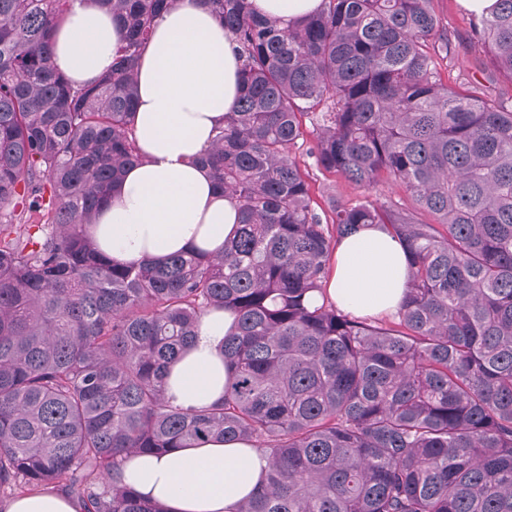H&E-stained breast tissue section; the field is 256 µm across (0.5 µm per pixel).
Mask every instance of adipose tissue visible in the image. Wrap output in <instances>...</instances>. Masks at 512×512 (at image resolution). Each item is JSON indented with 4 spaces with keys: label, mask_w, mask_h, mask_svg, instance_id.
Wrapping results in <instances>:
<instances>
[{
    "label": "adipose tissue",
    "mask_w": 512,
    "mask_h": 512,
    "mask_svg": "<svg viewBox=\"0 0 512 512\" xmlns=\"http://www.w3.org/2000/svg\"><path fill=\"white\" fill-rule=\"evenodd\" d=\"M321 0H252L257 14L293 25ZM120 30L100 0H75L55 35V68L77 86L112 66ZM134 128L141 159L127 167L87 228L100 250L131 265L185 252L217 255L237 229L238 210L214 187L200 162L240 94L233 34L202 0H177L156 20L135 70ZM410 279L406 254L386 231L366 226L336 245L328 297L356 317L395 315ZM235 316L224 309L201 317L196 334L167 370L174 405L196 410L222 400L229 367L224 337ZM268 467L247 441L211 440L197 448L123 458L120 485L167 512H232ZM5 512H84L57 491L12 499Z\"/></svg>",
    "instance_id": "ef3b65f1"
}]
</instances>
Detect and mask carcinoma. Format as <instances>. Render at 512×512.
<instances>
[{"label":"carcinoma","instance_id":"cac0c4a2","mask_svg":"<svg viewBox=\"0 0 512 512\" xmlns=\"http://www.w3.org/2000/svg\"><path fill=\"white\" fill-rule=\"evenodd\" d=\"M74 0H0V493L52 484L85 512H166L117 484L122 455L249 440L265 478L235 512H512V94L468 95L432 0H322L295 25L201 0L236 37L241 92L201 158L239 213L224 253L120 263L87 226L139 153L134 69L176 0H101L122 38L75 86L52 34ZM471 51L512 82V0ZM392 202L327 200L294 147ZM378 224L408 255L395 319L323 288L336 243ZM211 308L224 399L185 411L162 376Z\"/></svg>","mask_w":512,"mask_h":512}]
</instances>
